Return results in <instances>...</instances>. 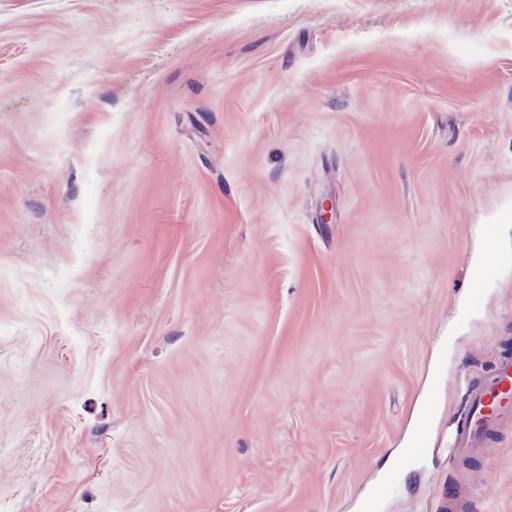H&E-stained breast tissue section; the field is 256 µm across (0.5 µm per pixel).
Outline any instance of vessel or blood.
I'll return each mask as SVG.
<instances>
[{
    "instance_id": "b4317fda",
    "label": "vessel or blood",
    "mask_w": 512,
    "mask_h": 512,
    "mask_svg": "<svg viewBox=\"0 0 512 512\" xmlns=\"http://www.w3.org/2000/svg\"><path fill=\"white\" fill-rule=\"evenodd\" d=\"M512 423V357H502L482 380L469 385L463 412L448 438V450L474 460L486 456L488 438ZM471 494L457 486L439 506V512H470Z\"/></svg>"
}]
</instances>
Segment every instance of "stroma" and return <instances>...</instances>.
<instances>
[{"label": "stroma", "instance_id": "obj_1", "mask_svg": "<svg viewBox=\"0 0 512 512\" xmlns=\"http://www.w3.org/2000/svg\"><path fill=\"white\" fill-rule=\"evenodd\" d=\"M511 208L512 0H0V512H512ZM512 357L504 356L482 380L469 385L464 409L448 438V451L455 457L474 460L492 448L490 435L512 423ZM471 494L461 486H455L448 492V497L439 505V512H469Z\"/></svg>", "mask_w": 512, "mask_h": 512}]
</instances>
